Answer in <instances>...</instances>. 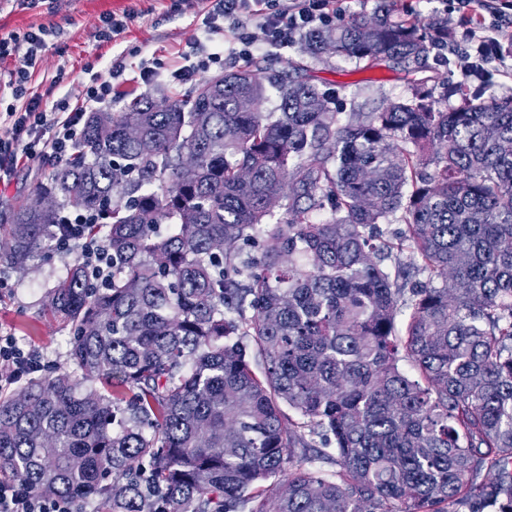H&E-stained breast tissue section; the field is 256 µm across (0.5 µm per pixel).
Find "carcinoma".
<instances>
[{
	"mask_svg": "<svg viewBox=\"0 0 512 512\" xmlns=\"http://www.w3.org/2000/svg\"><path fill=\"white\" fill-rule=\"evenodd\" d=\"M427 29L380 9L299 52L420 66ZM264 69L88 113L35 187L54 207L0 224L19 270L69 207L109 220L112 254L107 285L77 260L52 288L76 372L0 398V475L97 512H512V96L460 84L448 110L422 80L343 120L287 71L265 112ZM398 212L426 274L409 289L377 232ZM308 432L333 436L336 472L267 494Z\"/></svg>",
	"mask_w": 512,
	"mask_h": 512,
	"instance_id": "carcinoma-1",
	"label": "carcinoma"
}]
</instances>
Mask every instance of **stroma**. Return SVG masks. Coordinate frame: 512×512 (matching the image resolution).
I'll return each instance as SVG.
<instances>
[{
    "instance_id": "obj_1",
    "label": "stroma",
    "mask_w": 512,
    "mask_h": 512,
    "mask_svg": "<svg viewBox=\"0 0 512 512\" xmlns=\"http://www.w3.org/2000/svg\"><path fill=\"white\" fill-rule=\"evenodd\" d=\"M394 14L413 12L415 17L440 25L445 40H455L470 24V12L445 11L442 0H390ZM137 12L127 29L116 40L98 41L97 27L103 14ZM203 0H58L57 13L45 7L24 8L16 0H0V35L23 33L41 26L60 29L51 39L31 73L29 86L46 104L68 99L70 105L81 103L92 74L108 75L121 67L123 76L114 83L113 111H123L126 99L146 95L159 101L185 93L187 85L166 81L143 84L139 69L144 63L158 62L164 69L184 64L203 37ZM267 67L275 71L299 64L303 75L328 91L336 111H377L392 101L408 96L423 75L436 79L434 96L441 106L452 108L460 103L453 88L466 83L469 91L483 96H512V64L492 62L490 77L481 81L463 77L454 59L429 57L427 72L412 71L397 61L366 62L324 54L311 57L298 53L296 46L263 52ZM53 162L36 158L21 165L9 184H0V224L11 221L13 211L26 204L37 183L45 180ZM75 259L51 252L48 258H36L26 269H8L12 288L0 294V330L12 332L23 349L37 353L47 371H68L70 333L66 326L47 311L51 288L64 277Z\"/></svg>"
}]
</instances>
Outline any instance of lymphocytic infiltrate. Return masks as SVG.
I'll list each match as a JSON object with an SVG mask.
<instances>
[{
  "label": "lymphocytic infiltrate",
  "mask_w": 512,
  "mask_h": 512,
  "mask_svg": "<svg viewBox=\"0 0 512 512\" xmlns=\"http://www.w3.org/2000/svg\"><path fill=\"white\" fill-rule=\"evenodd\" d=\"M204 35L212 37L223 23L241 18L256 20L259 35L239 33V56L251 57L254 51L288 46L297 36L332 22L341 12L339 0H210ZM481 10L471 18L455 49L457 66L467 76L483 73L489 57L501 43L512 44V0H482ZM52 31L39 27L24 33L0 37V58L21 56L22 62L10 74L8 86L21 107L0 113V123L8 128L0 136V184L9 183L17 168L34 158L66 161L81 140L86 109L107 110L112 106L111 79L95 77L86 89L83 107L69 112H50L40 97L29 95L27 83L37 54ZM91 215L70 213L56 239L57 248L76 256L97 283L112 275V260L103 237L89 236ZM44 364L33 352L20 348L13 336L0 333V389L33 380ZM0 512H72L68 500L40 497L25 483L0 477Z\"/></svg>",
  "instance_id": "f902f5d3"
}]
</instances>
